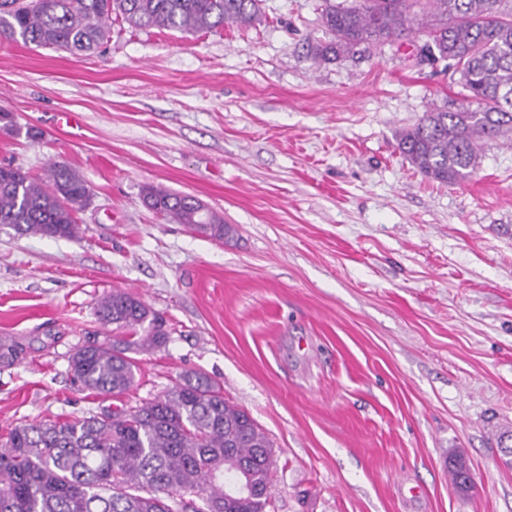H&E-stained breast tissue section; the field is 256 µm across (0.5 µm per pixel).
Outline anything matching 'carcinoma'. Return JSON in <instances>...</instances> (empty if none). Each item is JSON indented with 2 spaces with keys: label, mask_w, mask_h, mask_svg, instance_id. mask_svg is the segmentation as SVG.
Returning <instances> with one entry per match:
<instances>
[{
  "label": "carcinoma",
  "mask_w": 512,
  "mask_h": 512,
  "mask_svg": "<svg viewBox=\"0 0 512 512\" xmlns=\"http://www.w3.org/2000/svg\"><path fill=\"white\" fill-rule=\"evenodd\" d=\"M261 0H0V39L70 55L98 50L113 16L137 28L186 32L248 27ZM333 41L314 48L330 62L418 27L422 51L452 59L465 103L430 108L402 130L398 147L425 178L455 184L478 166L484 142L512 146V0H350L322 13ZM89 196L85 180L52 163L33 178L0 166V224L20 234L72 238L74 213ZM148 207L222 241L231 228L193 196L148 188ZM100 321L130 335L87 343L70 357L73 379L97 396L136 385L132 354L166 345V320L137 295L116 290L101 299ZM272 445L250 414L224 399L220 385L187 372L163 395L123 410L71 421L20 423L0 438V512H266ZM245 477L260 496H239ZM196 494L206 510L184 498Z\"/></svg>",
  "instance_id": "obj_1"
}]
</instances>
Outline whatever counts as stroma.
Wrapping results in <instances>:
<instances>
[{
    "mask_svg": "<svg viewBox=\"0 0 512 512\" xmlns=\"http://www.w3.org/2000/svg\"><path fill=\"white\" fill-rule=\"evenodd\" d=\"M325 0H263L254 27L186 33L112 19L96 54L0 40V164H67L89 197L73 238L0 224V435L161 395L197 370L270 440L267 512H512V147L431 182L397 135L463 97L424 32L332 62ZM79 113L68 131L57 113ZM33 137H26V130ZM194 196L218 242L149 209ZM115 290L167 320L122 400L79 390L69 361L112 342ZM473 477L463 492L448 461Z\"/></svg>",
    "mask_w": 512,
    "mask_h": 512,
    "instance_id": "35a3bbf8",
    "label": "stroma"
}]
</instances>
